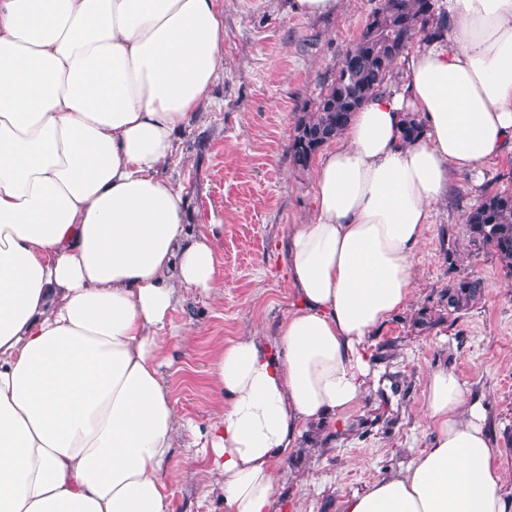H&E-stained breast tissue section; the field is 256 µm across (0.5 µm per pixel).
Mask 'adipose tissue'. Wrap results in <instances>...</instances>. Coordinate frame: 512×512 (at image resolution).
Segmentation results:
<instances>
[{"label":"adipose tissue","mask_w":512,"mask_h":512,"mask_svg":"<svg viewBox=\"0 0 512 512\" xmlns=\"http://www.w3.org/2000/svg\"><path fill=\"white\" fill-rule=\"evenodd\" d=\"M403 80L318 157L287 229L288 314L217 346L204 424L161 366L184 290L219 294L216 227L189 232L164 168L224 70L219 0H0V512H173L176 449L224 512H284L307 430L345 424L368 340L412 300L415 252L456 176L512 154V0H441ZM423 134L401 136L407 113ZM428 447L339 512H512L455 371H429Z\"/></svg>","instance_id":"ef3b65f1"}]
</instances>
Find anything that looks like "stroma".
Returning <instances> with one entry per match:
<instances>
[{
    "label": "stroma",
    "mask_w": 512,
    "mask_h": 512,
    "mask_svg": "<svg viewBox=\"0 0 512 512\" xmlns=\"http://www.w3.org/2000/svg\"><path fill=\"white\" fill-rule=\"evenodd\" d=\"M224 10V72L212 103L178 137L168 165L188 201L192 226L215 222L218 299L186 290L172 315L193 327V340L168 342L163 374L176 412L205 422L211 413L208 370L218 340L273 335L291 304L281 244L288 225L313 211L314 169L295 166L288 146L304 112L331 83L347 49L379 0H340L335 14L304 17L293 0H220ZM481 184L458 178L434 208L416 256L413 301L369 339L379 371L375 388L347 418L345 429H312L288 461L281 494L298 512H338L346 495L386 471L406 466L425 448L422 416L428 371L452 368L468 400H481L487 427L512 487V274L492 250L473 246L465 214L485 195L512 194V158L481 163ZM463 276L482 278V300L459 318L420 329V309L436 311L442 290ZM183 471L174 512H224L206 494L202 453L177 450Z\"/></svg>",
    "instance_id": "35a3bbf8"
}]
</instances>
